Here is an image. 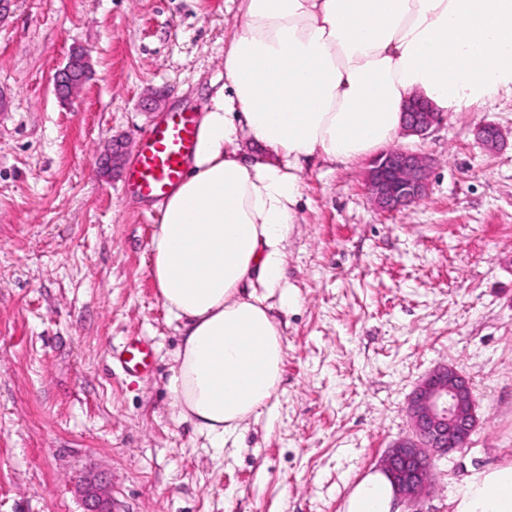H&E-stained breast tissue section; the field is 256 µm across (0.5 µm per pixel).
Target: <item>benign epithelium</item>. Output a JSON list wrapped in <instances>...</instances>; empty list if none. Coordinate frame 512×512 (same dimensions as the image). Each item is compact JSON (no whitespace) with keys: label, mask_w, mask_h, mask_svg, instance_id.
Segmentation results:
<instances>
[{"label":"benign epithelium","mask_w":512,"mask_h":512,"mask_svg":"<svg viewBox=\"0 0 512 512\" xmlns=\"http://www.w3.org/2000/svg\"><path fill=\"white\" fill-rule=\"evenodd\" d=\"M89 52L73 50L64 67L53 75L55 94L74 96L91 76ZM441 113L422 95L413 96L403 111V132L424 137L439 122ZM477 138L489 148L500 145L502 135L494 124L477 129ZM126 148L114 144L100 160L105 172L121 167ZM431 163L417 152L395 148L382 152L366 172V187L377 208L398 212L420 200L429 183ZM477 399L472 383L454 367L434 368L409 398L410 433L386 452L381 467L394 495L416 503L432 483L434 457L468 447L477 425ZM108 491L99 487L89 493L87 512H111Z\"/></svg>","instance_id":"1"}]
</instances>
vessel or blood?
I'll return each instance as SVG.
<instances>
[{"label": "vessel or blood", "instance_id": "1", "mask_svg": "<svg viewBox=\"0 0 512 512\" xmlns=\"http://www.w3.org/2000/svg\"><path fill=\"white\" fill-rule=\"evenodd\" d=\"M197 143V125L188 112H173L150 125L134 160L127 182L129 192L155 202L167 197L186 173ZM113 361L130 373H146L154 365L151 344L139 336L128 337L121 348L111 350Z\"/></svg>", "mask_w": 512, "mask_h": 512}]
</instances>
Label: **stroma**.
<instances>
[{
    "instance_id": "obj_1",
    "label": "stroma",
    "mask_w": 512,
    "mask_h": 512,
    "mask_svg": "<svg viewBox=\"0 0 512 512\" xmlns=\"http://www.w3.org/2000/svg\"><path fill=\"white\" fill-rule=\"evenodd\" d=\"M238 0H12L0 18V512H85L105 478L114 512H345L409 431L407 399L441 364L473 384L468 448L437 460L418 512H455L472 474L512 465V89L447 112L399 148L432 161L422 200L373 204L368 157L314 161L285 243L296 302L276 311V395L212 447L170 385L182 344L150 274L161 209L104 176L113 138L141 148L164 110L200 113L224 83ZM94 78L60 101L75 46ZM163 110V111H164ZM485 123L506 138L490 150ZM150 341L152 372L109 347Z\"/></svg>"
}]
</instances>
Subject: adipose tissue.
<instances>
[{
  "instance_id": "1",
  "label": "adipose tissue",
  "mask_w": 512,
  "mask_h": 512,
  "mask_svg": "<svg viewBox=\"0 0 512 512\" xmlns=\"http://www.w3.org/2000/svg\"><path fill=\"white\" fill-rule=\"evenodd\" d=\"M512 85V0H240L224 85L198 120L187 176L150 242L154 283L182 323L171 386L181 418L216 444L278 389L290 309L285 242L301 173L392 143L404 100L460 112ZM262 146L245 157L243 143ZM384 474L346 512H389ZM457 512H512V465L475 477Z\"/></svg>"
}]
</instances>
